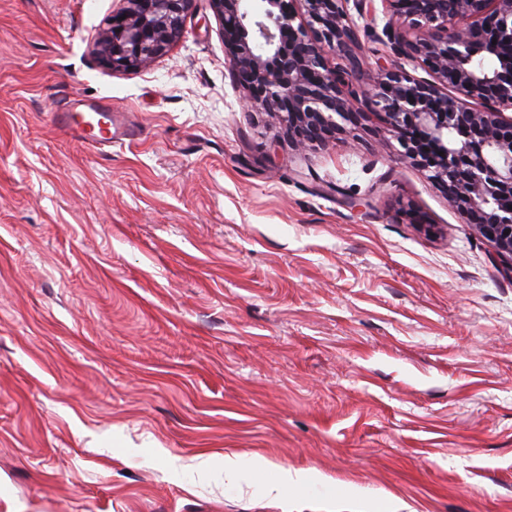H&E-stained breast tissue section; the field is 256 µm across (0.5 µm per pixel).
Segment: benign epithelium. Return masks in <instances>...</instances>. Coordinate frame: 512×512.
<instances>
[{
  "mask_svg": "<svg viewBox=\"0 0 512 512\" xmlns=\"http://www.w3.org/2000/svg\"><path fill=\"white\" fill-rule=\"evenodd\" d=\"M123 2L96 44L98 59L115 71L146 68L168 53L195 5ZM210 2L231 68L249 91L247 110L279 116L299 149L370 113L390 125L415 162L411 136L420 132L437 152L423 165L428 178L512 275V0ZM358 18L395 59L361 69ZM326 45L342 63L328 64ZM405 61L427 77L412 76Z\"/></svg>",
  "mask_w": 512,
  "mask_h": 512,
  "instance_id": "benign-epithelium-1",
  "label": "benign epithelium"
}]
</instances>
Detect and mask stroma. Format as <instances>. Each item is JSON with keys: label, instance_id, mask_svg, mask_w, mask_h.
I'll return each instance as SVG.
<instances>
[{"label": "stroma", "instance_id": "1", "mask_svg": "<svg viewBox=\"0 0 512 512\" xmlns=\"http://www.w3.org/2000/svg\"><path fill=\"white\" fill-rule=\"evenodd\" d=\"M121 6L0 0V512H512L493 247L384 125L246 112L209 0L102 65ZM73 96L126 138H71Z\"/></svg>", "mask_w": 512, "mask_h": 512}]
</instances>
